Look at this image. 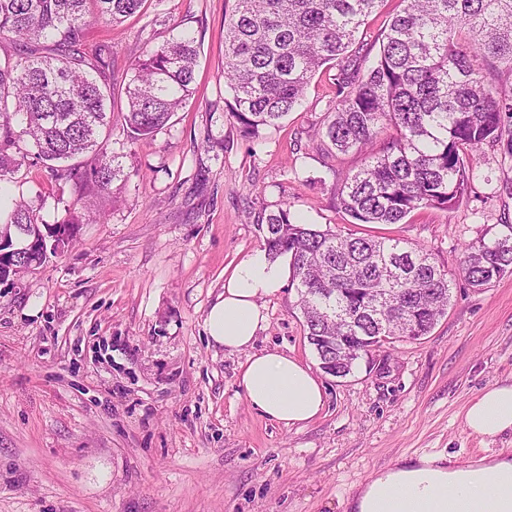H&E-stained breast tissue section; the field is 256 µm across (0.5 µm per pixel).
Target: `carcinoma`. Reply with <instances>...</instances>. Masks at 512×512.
<instances>
[{
    "instance_id": "carcinoma-1",
    "label": "carcinoma",
    "mask_w": 512,
    "mask_h": 512,
    "mask_svg": "<svg viewBox=\"0 0 512 512\" xmlns=\"http://www.w3.org/2000/svg\"><path fill=\"white\" fill-rule=\"evenodd\" d=\"M381 0H232L224 16V83L243 136L258 139L304 97L316 72L336 66L341 99L322 135L340 153L366 156L336 191L355 224H398L424 207L447 210L463 198L466 155L502 136L512 98L493 74L512 77V0H401L379 39L373 65L350 52ZM145 0H0V181L21 166L20 143L76 201L124 177L102 154L112 124L106 46L89 55L91 22L117 23ZM198 50L182 32L144 51L126 86L121 117L135 139L152 138L193 94ZM99 155L83 168L75 160ZM91 212L72 206L58 221L78 229ZM1 224L30 231L44 224L24 200ZM256 225L268 258L291 257L306 338L326 374H351L352 360L376 336H426L448 309L452 274L421 247L294 222L288 207L261 209ZM458 275L473 288L512 274V225L491 242L463 247Z\"/></svg>"
}]
</instances>
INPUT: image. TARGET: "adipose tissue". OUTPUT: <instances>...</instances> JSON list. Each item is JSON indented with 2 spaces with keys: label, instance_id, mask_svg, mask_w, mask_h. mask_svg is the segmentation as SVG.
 I'll use <instances>...</instances> for the list:
<instances>
[{
  "label": "adipose tissue",
  "instance_id": "adipose-tissue-1",
  "mask_svg": "<svg viewBox=\"0 0 512 512\" xmlns=\"http://www.w3.org/2000/svg\"><path fill=\"white\" fill-rule=\"evenodd\" d=\"M287 266L258 253L241 261L204 322L210 344L245 353L239 380L247 402L286 426L311 421L324 390L311 367L274 350H256L267 317L263 298L282 288ZM466 428L480 436L512 431V384L486 387L466 408ZM469 500L471 512H512V461L498 453L477 458L437 453L404 457L349 497L350 512H448V496Z\"/></svg>",
  "mask_w": 512,
  "mask_h": 512
}]
</instances>
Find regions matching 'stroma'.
I'll return each instance as SVG.
<instances>
[{"instance_id":"obj_1","label":"stroma","mask_w":512,"mask_h":512,"mask_svg":"<svg viewBox=\"0 0 512 512\" xmlns=\"http://www.w3.org/2000/svg\"><path fill=\"white\" fill-rule=\"evenodd\" d=\"M230 0H147L118 25L91 26L87 50H111L112 109L145 48L193 31L200 53L188 105L154 138L121 119L102 134L124 182L84 198L101 222L19 284L0 285V512H347L346 501L402 455L506 449L512 434L464 425L484 388L512 384V275L478 291L456 278L447 313L421 340L320 374L321 414L284 426L251 409L245 356L210 346L207 312L242 260L259 252L261 208L287 203L300 221L407 240L456 270L462 247L512 224V156L494 142L466 159L459 205L398 224L351 223L336 187L364 163L318 130L336 101L323 66L301 103L261 142L242 136L224 85ZM8 189L64 217L71 184L26 161ZM257 349L311 368L295 282L265 297Z\"/></svg>"}]
</instances>
